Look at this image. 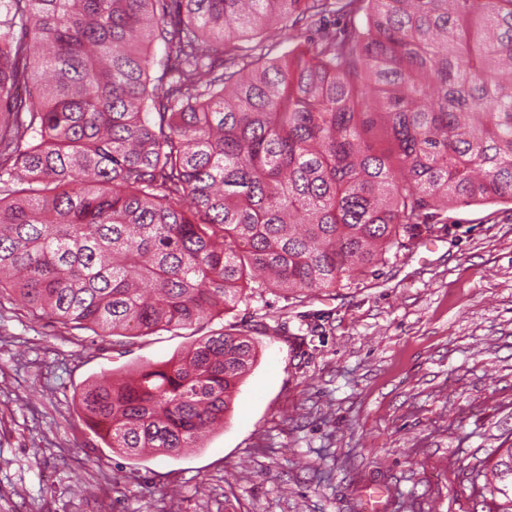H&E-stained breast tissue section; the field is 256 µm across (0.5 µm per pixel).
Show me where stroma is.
I'll list each match as a JSON object with an SVG mask.
<instances>
[{
    "label": "stroma",
    "instance_id": "obj_1",
    "mask_svg": "<svg viewBox=\"0 0 512 512\" xmlns=\"http://www.w3.org/2000/svg\"><path fill=\"white\" fill-rule=\"evenodd\" d=\"M448 224L336 291L148 336L0 296V512H497L472 476L512 446V203ZM231 325L261 353L223 429L177 457L106 448L88 382Z\"/></svg>",
    "mask_w": 512,
    "mask_h": 512
}]
</instances>
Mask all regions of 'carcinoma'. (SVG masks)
I'll use <instances>...</instances> for the list:
<instances>
[{
	"label": "carcinoma",
	"mask_w": 512,
	"mask_h": 512,
	"mask_svg": "<svg viewBox=\"0 0 512 512\" xmlns=\"http://www.w3.org/2000/svg\"><path fill=\"white\" fill-rule=\"evenodd\" d=\"M504 199L512 0H0V294L64 326L330 290ZM257 354L226 328L79 405L112 452L177 456ZM492 475L512 512V448Z\"/></svg>",
	"instance_id": "carcinoma-1"
}]
</instances>
